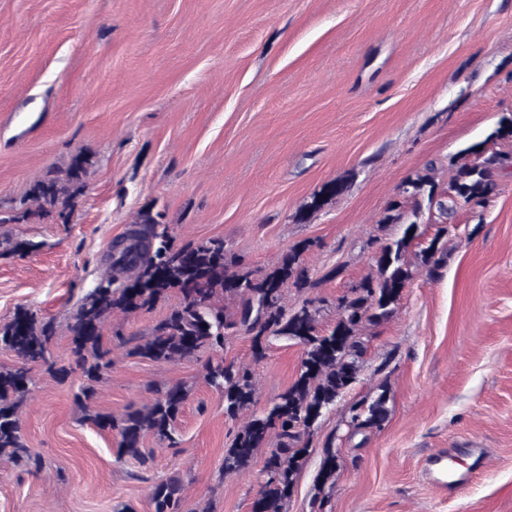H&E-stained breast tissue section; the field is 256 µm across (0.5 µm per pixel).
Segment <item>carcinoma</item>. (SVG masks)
<instances>
[{
  "instance_id": "1",
  "label": "carcinoma",
  "mask_w": 512,
  "mask_h": 512,
  "mask_svg": "<svg viewBox=\"0 0 512 512\" xmlns=\"http://www.w3.org/2000/svg\"><path fill=\"white\" fill-rule=\"evenodd\" d=\"M490 141L512 144V113L501 116L487 140L450 158L453 175L446 190H438L432 163L425 173L410 176L400 185L402 199L389 203L381 223L406 225L403 235L382 246L372 257L375 272L338 299L336 321L328 331L319 328V300L306 299L291 308L284 297L288 284L300 290L310 287L299 258L313 242L307 240L292 247L271 269L261 273L228 256L221 238L176 247L164 221L165 213L151 207L141 209L132 227L111 242L109 271L84 296L68 326L71 354L85 378L77 399L85 402L93 398L96 384L112 366L109 352L102 349V331L109 318L150 308L174 290L182 293L181 304L131 354L156 363L182 361L195 357L203 348H224L229 333L244 334L251 338L252 362L256 364L266 357L269 338L282 336L294 341L303 349L296 379L266 413L249 416L224 451L223 468L226 475L246 469L258 450L275 437L276 446L265 465L268 479L253 503V512H285L314 424L357 381L366 351L363 331L380 325L394 313L404 288L413 279V264L407 254L417 238L420 213L434 208L442 224L416 253L421 265L437 274L442 240L458 207H486L497 191L493 173L512 166V152L490 149ZM94 164L92 154L76 153L65 168L33 182L26 194L31 206L8 221L67 222ZM345 188L343 180L327 183L300 206L295 219L309 221ZM235 299L239 300L237 310L225 311L222 302ZM55 334L52 319L25 307L0 325V349L16 358L13 367L0 370V454L32 458L22 440L20 408L38 388L34 368L45 366L50 371L55 365L51 354ZM205 371L207 382L224 395L228 417L236 419L251 409L256 384L250 365L227 363L220 358L207 363ZM187 397V388L176 384L157 390L149 403L120 418L91 411L86 420L102 430L118 431L117 457L131 456L144 466L152 459L151 453L142 448L144 434L150 431L161 440H172ZM347 413L352 428L379 429L387 418L386 394L356 401ZM338 468L336 451L330 444L324 450L317 488L323 489ZM181 490L178 477L156 483L152 493L154 512H180Z\"/></svg>"
}]
</instances>
